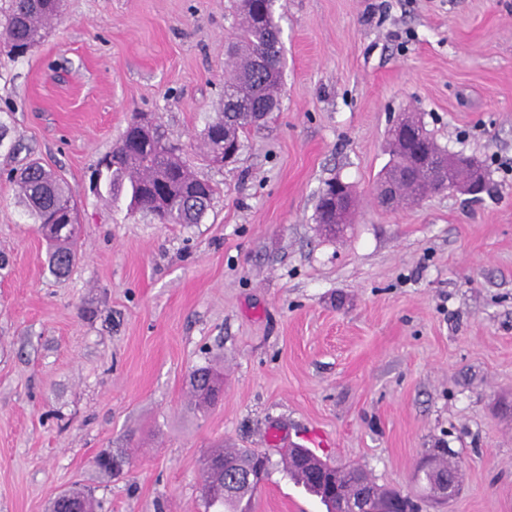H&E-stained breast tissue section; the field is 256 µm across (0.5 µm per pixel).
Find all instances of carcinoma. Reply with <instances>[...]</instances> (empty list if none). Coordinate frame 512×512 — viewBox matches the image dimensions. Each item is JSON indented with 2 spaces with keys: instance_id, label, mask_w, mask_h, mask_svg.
Masks as SVG:
<instances>
[{
  "instance_id": "cac0c4a2",
  "label": "carcinoma",
  "mask_w": 512,
  "mask_h": 512,
  "mask_svg": "<svg viewBox=\"0 0 512 512\" xmlns=\"http://www.w3.org/2000/svg\"><path fill=\"white\" fill-rule=\"evenodd\" d=\"M61 12L60 0H0V51L16 60L41 42L47 24ZM231 17L234 40L229 51L232 74L224 82V110L216 113L202 130L201 137L210 163L224 165V147L241 142L242 134L258 123V114L279 108V89L283 76L281 29L274 0H233ZM448 151L424 131L405 142L392 144L394 168L411 170L417 152ZM95 175L109 194L127 189L134 211L151 216L161 224H199L211 208L216 188L195 176L182 159V149L171 142L161 123L150 128L128 125L121 144L98 163ZM18 202L40 229L48 245V268L59 277L69 274L77 258L79 217L77 201L67 183L41 163L32 161L13 176ZM336 181L324 184L318 196L317 220H323L328 207L335 205ZM223 382L209 365L192 370L189 375L191 395L198 406L215 404ZM259 452L241 448L228 451L219 446L212 450L201 468V490L205 512H250L255 488L240 484L225 489V473L244 472L253 467ZM341 488L356 496L362 490L361 468L338 469ZM420 480L434 493L440 478L457 481L458 466L443 457L429 458L418 469ZM287 474L304 489L328 505L323 486L312 480L299 464ZM381 498H391L394 512H414V505L397 500L400 493L379 489ZM79 512H94V503L85 489L74 485L54 501V512L66 504Z\"/></svg>"
}]
</instances>
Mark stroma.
<instances>
[{
    "instance_id": "stroma-1",
    "label": "stroma",
    "mask_w": 512,
    "mask_h": 512,
    "mask_svg": "<svg viewBox=\"0 0 512 512\" xmlns=\"http://www.w3.org/2000/svg\"><path fill=\"white\" fill-rule=\"evenodd\" d=\"M230 4L64 0L40 46L0 55V512H50L77 481L102 512H204L218 445L270 454L253 512H325L275 430L419 512H512V0H285L280 106L219 169L199 142ZM137 112L216 186L203 223L92 191ZM401 112L480 161L487 191L380 208ZM32 158L79 202L63 279L8 180ZM332 178L357 210L331 237L315 207ZM207 364L223 392L197 409L188 375ZM440 448L461 478L437 504L416 474ZM103 452L122 467L98 472Z\"/></svg>"
}]
</instances>
